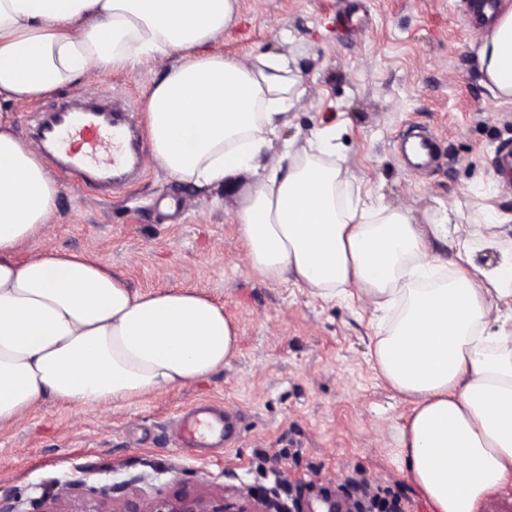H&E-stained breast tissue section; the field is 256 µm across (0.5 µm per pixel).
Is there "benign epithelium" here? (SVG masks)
Returning a JSON list of instances; mask_svg holds the SVG:
<instances>
[{"instance_id": "1", "label": "benign epithelium", "mask_w": 512, "mask_h": 512, "mask_svg": "<svg viewBox=\"0 0 512 512\" xmlns=\"http://www.w3.org/2000/svg\"><path fill=\"white\" fill-rule=\"evenodd\" d=\"M111 487L90 486L85 480L56 481L30 500V512H296V507L271 490L220 485L200 490L187 487L177 494L129 492L108 497Z\"/></svg>"}]
</instances>
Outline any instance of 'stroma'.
<instances>
[{
	"label": "stroma",
	"mask_w": 512,
	"mask_h": 512,
	"mask_svg": "<svg viewBox=\"0 0 512 512\" xmlns=\"http://www.w3.org/2000/svg\"><path fill=\"white\" fill-rule=\"evenodd\" d=\"M339 0H237L236 11L209 45L228 58L268 54L293 59L307 93L288 115L283 136L306 144L335 126L339 155L354 186L372 190L415 223L442 215L453 223L482 221L492 206L499 224L485 234L512 240V190L492 167L496 149L512 142V103L484 84L476 55L478 22L471 0H364L369 30L351 37L336 27ZM160 70L141 65L89 76L34 101L13 104L14 131L33 141L36 114L74 98L110 96L144 123V103ZM436 137L433 171L413 172L398 151L409 126ZM40 238L20 259L45 251L84 252L121 274L139 292L198 290L223 305L239 348L222 369L163 394L118 407L88 410L51 398L19 421L0 425V490L18 489L20 512L53 480L100 470L101 483L132 482L146 494L175 488L174 472L201 485L271 488L279 470L301 493L302 507L323 512L364 475L390 489L403 512H431L428 501L392 463V426L410 411L367 356L380 327L355 300L312 297L293 281L254 272L238 215L255 177L237 175L234 190L214 187L206 205L179 223L158 208L169 194L197 195L195 185L156 165L126 191L100 199L69 175ZM223 405L241 419L236 448H180L170 424L196 401Z\"/></svg>",
	"instance_id": "35a3bbf8"
}]
</instances>
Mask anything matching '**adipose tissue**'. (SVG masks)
I'll use <instances>...</instances> for the list:
<instances>
[{"mask_svg":"<svg viewBox=\"0 0 512 512\" xmlns=\"http://www.w3.org/2000/svg\"><path fill=\"white\" fill-rule=\"evenodd\" d=\"M236 0H0V423L43 396L96 409L160 394L223 368L238 348L224 308L188 288L138 294L82 254H36L60 193L11 107L89 73L183 59L145 102L152 162L206 188L257 177L239 214L253 271L294 277L310 294L350 295L393 311L371 354L412 408L393 461L432 512H476L512 482V248L484 268L479 224L414 223L402 208L352 201L336 129L310 149L271 151L305 92L289 58L229 59L206 46ZM478 59L495 98L512 101V2L481 31ZM454 238L455 270L431 239Z\"/></svg>","mask_w":512,"mask_h":512,"instance_id":"ef3b65f1","label":"adipose tissue"}]
</instances>
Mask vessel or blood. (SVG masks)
<instances>
[{
    "label": "vessel or blood",
    "instance_id": "vessel-or-blood-1",
    "mask_svg": "<svg viewBox=\"0 0 512 512\" xmlns=\"http://www.w3.org/2000/svg\"><path fill=\"white\" fill-rule=\"evenodd\" d=\"M50 155L61 161L62 170L86 187L103 193L126 184L141 165L129 111L115 104L67 106L52 113L37 133ZM404 154L417 170L431 168L437 142L428 134L404 138ZM179 438L186 448L234 447L238 427L228 421L212 403L199 402L182 411L175 421Z\"/></svg>",
    "mask_w": 512,
    "mask_h": 512
}]
</instances>
